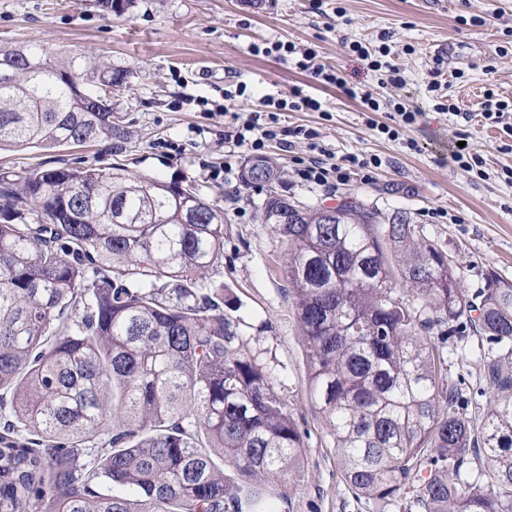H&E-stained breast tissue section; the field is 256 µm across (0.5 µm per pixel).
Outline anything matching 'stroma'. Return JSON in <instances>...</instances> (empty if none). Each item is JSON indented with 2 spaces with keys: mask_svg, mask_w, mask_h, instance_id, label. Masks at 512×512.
I'll return each instance as SVG.
<instances>
[{
  "mask_svg": "<svg viewBox=\"0 0 512 512\" xmlns=\"http://www.w3.org/2000/svg\"><path fill=\"white\" fill-rule=\"evenodd\" d=\"M268 40L314 47L348 85L418 109L405 131L414 148L372 130V123L389 122V110L366 112L361 100L292 60L253 52ZM356 41L389 45L402 82L371 70L351 51ZM33 46L110 60L124 79L110 100L126 134L90 147L15 146L0 152V168L120 166L132 176L190 182L222 208L224 281L250 325L248 348L268 366L306 448L302 477L288 487L290 512H371V503L355 498L345 483L330 429L309 393L307 350L294 301L284 292L286 245L258 218L270 189L242 183L252 157L243 148L232 172L216 175L224 167V127L259 109L261 97L301 90L324 109L287 113V124L317 128L335 156H375L382 164L372 181L353 178L331 195L293 181L292 159L306 155L305 145L287 152L273 141L266 152L283 169L273 190L311 208L353 194L387 215L410 212L423 235L463 267L467 292L481 288L489 270L512 281V182L504 175L512 154L498 149L501 127L477 117L487 90L512 99V0H262L258 7L252 0H0V49ZM435 81L461 111L474 113L471 123L434 109L429 86ZM242 83L247 96L225 100ZM461 140L483 158L482 173L454 161ZM431 209L447 210L448 221H431ZM480 350L473 337L449 342L444 351L449 377L461 382L474 407L489 400L474 366Z\"/></svg>",
  "mask_w": 512,
  "mask_h": 512,
  "instance_id": "stroma-1",
  "label": "stroma"
}]
</instances>
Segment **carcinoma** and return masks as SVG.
<instances>
[{"label": "carcinoma", "mask_w": 512, "mask_h": 512, "mask_svg": "<svg viewBox=\"0 0 512 512\" xmlns=\"http://www.w3.org/2000/svg\"><path fill=\"white\" fill-rule=\"evenodd\" d=\"M103 57L32 47L0 75V149L120 138ZM256 157L246 184L273 185ZM181 183L114 170L0 173V512H282L301 431L245 348L216 279L224 210ZM305 210L270 191L261 219L285 276L309 387L344 480L377 512H512V282L473 295L409 212L347 196ZM469 327L489 404L468 412L441 346ZM233 468V475L224 466Z\"/></svg>", "instance_id": "carcinoma-1"}]
</instances>
